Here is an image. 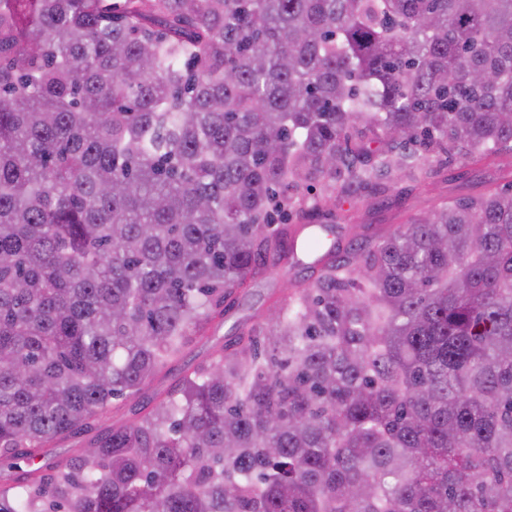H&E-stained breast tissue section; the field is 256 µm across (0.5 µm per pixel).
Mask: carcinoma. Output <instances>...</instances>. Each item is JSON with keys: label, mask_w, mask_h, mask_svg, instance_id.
Listing matches in <instances>:
<instances>
[{"label": "carcinoma", "mask_w": 512, "mask_h": 512, "mask_svg": "<svg viewBox=\"0 0 512 512\" xmlns=\"http://www.w3.org/2000/svg\"><path fill=\"white\" fill-rule=\"evenodd\" d=\"M450 146L512 167V0H0V512H512V188L284 218ZM288 288V275L279 268H271L267 277L258 280L251 288L250 295L240 298L238 304L224 317V322L215 323L208 332V339L196 343L186 350L183 357L174 364L173 374L181 368L194 365L201 360L210 347L222 344L231 333L233 326L254 314L256 311L265 310L269 305V292L272 289L284 290Z\"/></svg>", "instance_id": "carcinoma-1"}]
</instances>
